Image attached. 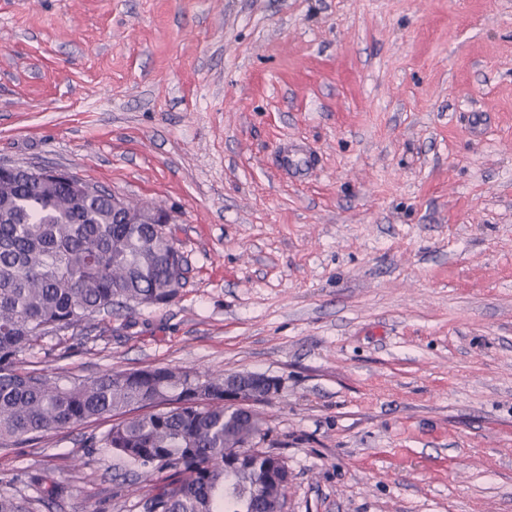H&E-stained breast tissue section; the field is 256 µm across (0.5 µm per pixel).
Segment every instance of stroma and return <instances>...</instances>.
I'll use <instances>...</instances> for the list:
<instances>
[{"mask_svg":"<svg viewBox=\"0 0 512 512\" xmlns=\"http://www.w3.org/2000/svg\"><path fill=\"white\" fill-rule=\"evenodd\" d=\"M0 162L163 205L189 269L25 368L279 377L287 512H512V0H0ZM114 422L0 490L139 512Z\"/></svg>","mask_w":512,"mask_h":512,"instance_id":"35a3bbf8","label":"stroma"}]
</instances>
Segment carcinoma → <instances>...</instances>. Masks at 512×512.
Instances as JSON below:
<instances>
[{"mask_svg":"<svg viewBox=\"0 0 512 512\" xmlns=\"http://www.w3.org/2000/svg\"><path fill=\"white\" fill-rule=\"evenodd\" d=\"M176 252L168 227L112 222L104 190L76 199L61 181L0 178V448L122 415L101 447L139 479L164 475L140 512H257L282 498L289 474L257 447L268 436L260 415L224 405V376L155 367L64 383L20 367L45 336L116 306L168 303ZM13 482L32 494L1 492L0 512H64L58 485L28 471Z\"/></svg>","mask_w":512,"mask_h":512,"instance_id":"obj_1","label":"carcinoma"}]
</instances>
